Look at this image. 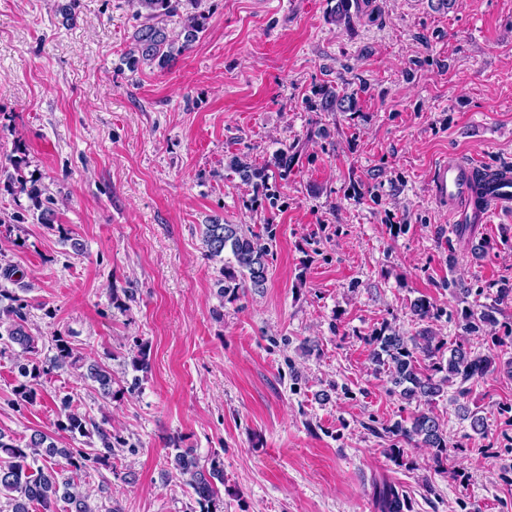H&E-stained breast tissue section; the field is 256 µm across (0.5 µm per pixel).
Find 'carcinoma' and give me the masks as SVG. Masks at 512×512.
<instances>
[{
	"instance_id": "obj_1",
	"label": "carcinoma",
	"mask_w": 512,
	"mask_h": 512,
	"mask_svg": "<svg viewBox=\"0 0 512 512\" xmlns=\"http://www.w3.org/2000/svg\"><path fill=\"white\" fill-rule=\"evenodd\" d=\"M202 0H130L135 21L132 42L126 53V64L135 71L139 65H156L164 68L176 54L188 49L205 30L206 14L200 10ZM178 20L180 31L176 36L169 35L167 23ZM356 107V100L348 94H338L332 90L323 93V108L327 112H350ZM229 169L246 181H265L267 173L241 162L234 157ZM7 192L18 191L27 195L38 220L43 224L53 223L54 199L35 177H26L20 164H15V172L4 185ZM275 234L271 227L264 234L245 229L241 224H221L214 222L204 225L202 244L206 256L216 259L225 251H230L233 260L224 262L220 268L218 284L220 295L235 294L246 284L261 288L268 280L270 256L273 255ZM25 305L21 300L0 310V323L6 324L7 347L17 345L24 352L36 349L35 339L25 327ZM489 315L475 314L471 309L461 313V327L466 332L480 329L481 323ZM57 355L45 367L29 362L18 365L19 374L25 382L16 389L18 401L31 403L37 396L38 379L54 370H60L76 362L72 349L60 338L55 339ZM372 360L377 369L387 373L394 387L407 401H419L431 405L444 395L445 386L455 380L466 383L482 379L496 367L491 354L473 353L468 349L467 337L462 336L456 345L445 349V342L434 336L430 329H423L415 336H402L395 330L385 327L371 338ZM428 364L421 365L419 357ZM86 377L99 384L102 393L110 398L112 374L97 363L89 366ZM66 422L61 428L71 434L90 438L97 436L101 447L91 455L82 448H74L65 454L72 475L57 467L53 457L59 453L55 445L48 441L42 432L33 433L24 445L0 433V497L8 500L10 512H30L34 505L49 510L63 500L70 505V512H94L86 497L78 490L75 475L86 467V462L106 463L114 456V448L125 446L126 441L112 436V432L100 425L88 424L86 419L72 409L70 401L62 400ZM463 416L470 419L472 431L480 436L487 435V424L483 416L465 406L459 407ZM389 433L407 444L434 448L440 454L447 451L448 436L444 433L438 417L432 410L415 413L410 425L397 422L389 428ZM170 465L184 484L192 489L193 499L199 512H223L224 464L216 456L201 462L191 448H178L170 458ZM378 503L382 512H403L405 507L399 493L391 486L379 490Z\"/></svg>"
}]
</instances>
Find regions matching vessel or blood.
Instances as JSON below:
<instances>
[{
	"mask_svg": "<svg viewBox=\"0 0 512 512\" xmlns=\"http://www.w3.org/2000/svg\"><path fill=\"white\" fill-rule=\"evenodd\" d=\"M482 166L476 161H451L439 164L434 172L432 193L451 211L455 223L484 224L492 209L512 207V167L503 166L485 193L483 203H475L472 180Z\"/></svg>",
	"mask_w": 512,
	"mask_h": 512,
	"instance_id": "b4317fda",
	"label": "vessel or blood"
}]
</instances>
